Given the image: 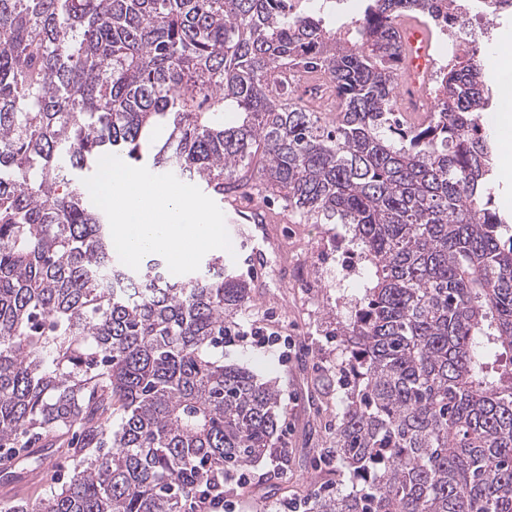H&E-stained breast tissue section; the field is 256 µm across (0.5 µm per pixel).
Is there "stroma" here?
<instances>
[{"mask_svg":"<svg viewBox=\"0 0 512 512\" xmlns=\"http://www.w3.org/2000/svg\"><path fill=\"white\" fill-rule=\"evenodd\" d=\"M273 224L255 245L266 257L256 276L244 263L249 250L237 231H230L233 251L225 255L226 268L249 277L252 300L237 317L239 332L261 330L279 342L259 348L248 341L224 346V360L249 368L260 381L278 392L282 411L281 445L291 457L279 480L276 503L306 500L322 485L349 492L348 477L314 470L313 459L329 445V430L341 417L352 389L349 355L337 325L347 324L356 305L372 287L374 270L352 244L345 224H306L296 214H285L271 203ZM327 373L333 378L326 395H318L314 378ZM73 463L65 444L56 451L30 449L26 456H0V468L17 472L12 484L0 482V506L34 501L51 484L67 480Z\"/></svg>","mask_w":512,"mask_h":512,"instance_id":"obj_1","label":"stroma"}]
</instances>
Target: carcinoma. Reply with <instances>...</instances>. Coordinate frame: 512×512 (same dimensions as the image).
<instances>
[{"mask_svg":"<svg viewBox=\"0 0 512 512\" xmlns=\"http://www.w3.org/2000/svg\"><path fill=\"white\" fill-rule=\"evenodd\" d=\"M363 2L336 30L293 0H0V448L76 449L7 512H186L276 447L277 391L224 364L250 284L222 256L177 280L159 254L119 265L82 183L106 154L352 225L375 281L339 330L354 391L329 452L353 490L307 512H512V227L480 56L439 60L424 122L396 107V20L442 39L469 7ZM290 69L336 118L274 83Z\"/></svg>","mask_w":512,"mask_h":512,"instance_id":"carcinoma-1","label":"carcinoma"}]
</instances>
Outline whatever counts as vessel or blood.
Masks as SVG:
<instances>
[{
    "mask_svg": "<svg viewBox=\"0 0 512 512\" xmlns=\"http://www.w3.org/2000/svg\"><path fill=\"white\" fill-rule=\"evenodd\" d=\"M397 29L403 43L404 56L400 75V90L397 104L401 111L413 112L412 96L424 91L435 65L431 54L433 34L429 27L413 18H402ZM223 213L229 224H269L273 218L257 201L242 203L225 199Z\"/></svg>",
    "mask_w": 512,
    "mask_h": 512,
    "instance_id": "b4317fda",
    "label": "vessel or blood"
}]
</instances>
